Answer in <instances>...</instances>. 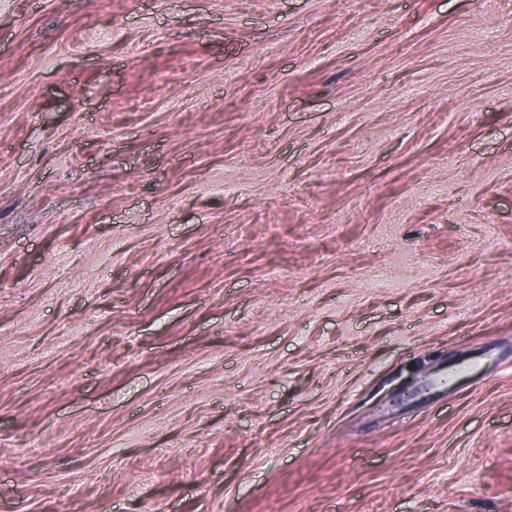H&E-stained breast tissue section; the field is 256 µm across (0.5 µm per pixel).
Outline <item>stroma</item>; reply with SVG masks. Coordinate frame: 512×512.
Segmentation results:
<instances>
[{"mask_svg":"<svg viewBox=\"0 0 512 512\" xmlns=\"http://www.w3.org/2000/svg\"><path fill=\"white\" fill-rule=\"evenodd\" d=\"M0 512H512V0H0Z\"/></svg>","mask_w":512,"mask_h":512,"instance_id":"obj_1","label":"stroma"}]
</instances>
